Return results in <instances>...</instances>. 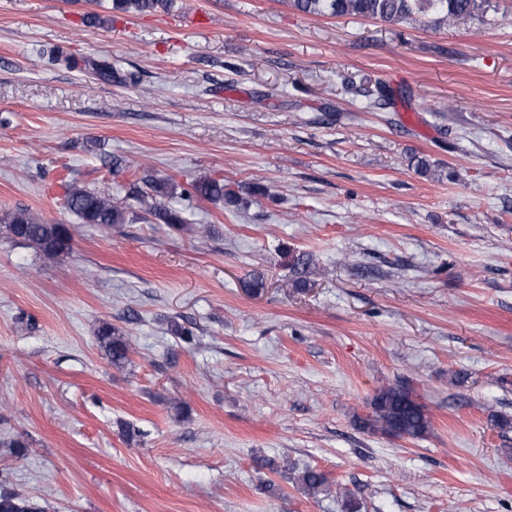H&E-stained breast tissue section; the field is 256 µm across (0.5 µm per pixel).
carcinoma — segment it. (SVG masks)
Instances as JSON below:
<instances>
[{"instance_id":"1","label":"carcinoma","mask_w":512,"mask_h":512,"mask_svg":"<svg viewBox=\"0 0 512 512\" xmlns=\"http://www.w3.org/2000/svg\"><path fill=\"white\" fill-rule=\"evenodd\" d=\"M486 0H292V6L305 14L320 16H344L374 18L388 23L413 21L429 13L439 20L472 17L484 13ZM168 0H113V8L127 13H148L166 9ZM151 192L139 198L141 211L168 224L178 231H189L178 211L161 205L157 195L165 192L166 183H149ZM190 197L208 200H224L228 204L237 201V194L224 184V180L201 177L191 184ZM66 205L82 224L110 227L123 224L125 211L112 203V198L71 185L66 195ZM6 224L7 238L26 245L45 259H57L72 249L73 235L68 224H46L26 209H18L0 219ZM312 260L299 256L294 263L297 275L296 287L306 288L310 282ZM97 340L104 347L113 366L122 367L128 362L131 345L121 331L109 324L98 327ZM372 414L363 421V428L376 430L380 425L387 431H399V436L420 438L429 427L425 406L401 386L380 390L371 402ZM297 480L313 495L336 494L346 497L348 492L340 484L329 481L326 475L314 468L298 472ZM0 512H45V506L17 493L0 492Z\"/></svg>"}]
</instances>
